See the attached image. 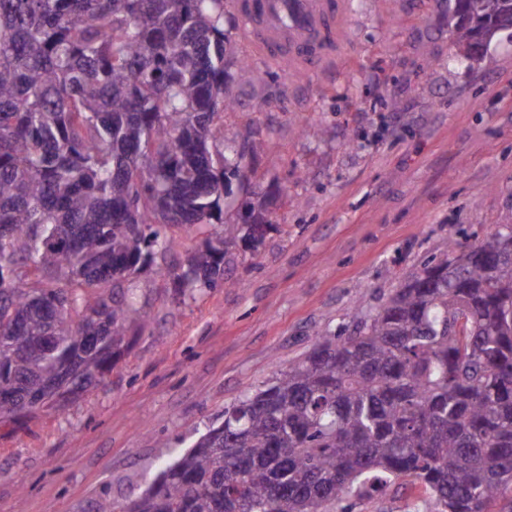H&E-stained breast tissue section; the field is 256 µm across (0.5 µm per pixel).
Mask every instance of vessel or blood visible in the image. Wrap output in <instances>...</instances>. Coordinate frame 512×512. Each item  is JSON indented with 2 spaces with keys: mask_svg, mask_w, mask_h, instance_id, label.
<instances>
[{
  "mask_svg": "<svg viewBox=\"0 0 512 512\" xmlns=\"http://www.w3.org/2000/svg\"><path fill=\"white\" fill-rule=\"evenodd\" d=\"M239 33L263 63L319 72L351 46L347 0H236Z\"/></svg>",
  "mask_w": 512,
  "mask_h": 512,
  "instance_id": "vessel-or-blood-1",
  "label": "vessel or blood"
}]
</instances>
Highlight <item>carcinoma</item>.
<instances>
[{"label":"carcinoma","mask_w":512,"mask_h":512,"mask_svg":"<svg viewBox=\"0 0 512 512\" xmlns=\"http://www.w3.org/2000/svg\"><path fill=\"white\" fill-rule=\"evenodd\" d=\"M230 0H0V420L60 410L142 320L118 278L206 236L183 288L224 275V194L252 131L224 111L262 75L236 55ZM470 47L512 3L448 0ZM247 238L271 225L249 211ZM408 478L440 512H512V227L447 249L347 332L319 334L240 396L137 499L91 512H350ZM173 231L179 239L180 245L178 251L172 254L168 262L172 265H182L185 263L186 257L201 245L205 236L200 234L194 227L188 226L174 228Z\"/></svg>","instance_id":"obj_1"}]
</instances>
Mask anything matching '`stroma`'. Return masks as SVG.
Masks as SVG:
<instances>
[{"label": "stroma", "mask_w": 512, "mask_h": 512, "mask_svg": "<svg viewBox=\"0 0 512 512\" xmlns=\"http://www.w3.org/2000/svg\"><path fill=\"white\" fill-rule=\"evenodd\" d=\"M355 50L295 79L269 66L239 90L224 140L254 128L250 190L224 199V275L181 290L149 267L129 349L65 409L0 423V512H90L139 496L225 406L270 383L317 333L350 327L449 236L512 225V38L461 61L447 0H348ZM272 225L243 217L258 195ZM352 512H437L398 479ZM261 198L257 205L252 207L248 212V220L251 221L252 224H247V238L253 246L261 241L264 232L271 225V220L268 218L267 214L266 202L265 200H261Z\"/></svg>", "instance_id": "35a3bbf8"}]
</instances>
